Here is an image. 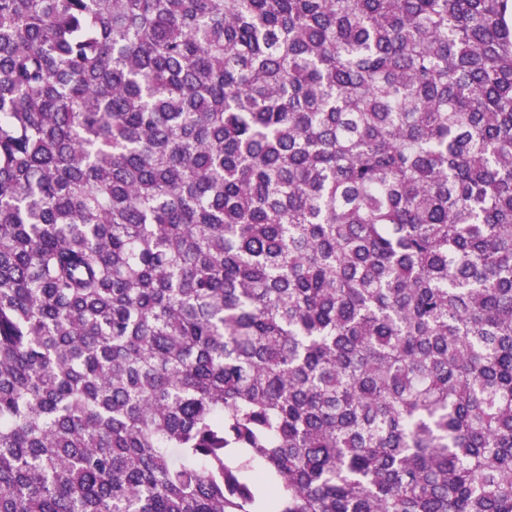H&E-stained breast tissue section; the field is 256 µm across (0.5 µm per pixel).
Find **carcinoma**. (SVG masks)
<instances>
[{
	"label": "carcinoma",
	"mask_w": 512,
	"mask_h": 512,
	"mask_svg": "<svg viewBox=\"0 0 512 512\" xmlns=\"http://www.w3.org/2000/svg\"><path fill=\"white\" fill-rule=\"evenodd\" d=\"M0 512H512V0H0Z\"/></svg>",
	"instance_id": "1"
}]
</instances>
